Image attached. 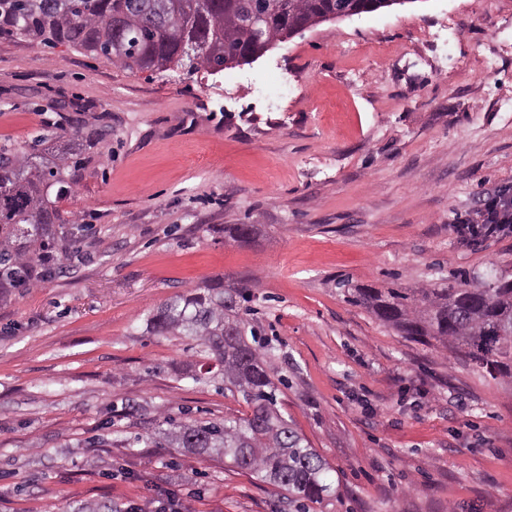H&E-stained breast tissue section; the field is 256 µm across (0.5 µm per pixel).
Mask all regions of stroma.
I'll use <instances>...</instances> for the list:
<instances>
[{
    "label": "stroma",
    "mask_w": 512,
    "mask_h": 512,
    "mask_svg": "<svg viewBox=\"0 0 512 512\" xmlns=\"http://www.w3.org/2000/svg\"><path fill=\"white\" fill-rule=\"evenodd\" d=\"M50 126L105 132L60 203L95 232L0 300V512H289L223 458L159 445L168 418L250 412L189 379L194 341L145 331L218 279L250 287L278 408L332 467L317 512H512V386L337 286L512 277V234L454 231L512 187V0H398L216 75L1 36L0 142Z\"/></svg>",
    "instance_id": "stroma-1"
}]
</instances>
